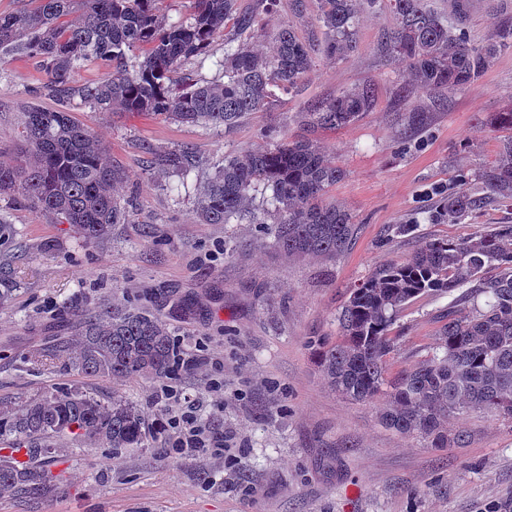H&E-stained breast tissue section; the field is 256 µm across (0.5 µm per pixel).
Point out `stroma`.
<instances>
[{
	"mask_svg": "<svg viewBox=\"0 0 512 512\" xmlns=\"http://www.w3.org/2000/svg\"><path fill=\"white\" fill-rule=\"evenodd\" d=\"M277 0L260 14L254 46L268 52L284 25L317 46L309 78L276 91L267 109L232 127L189 125L151 115L100 112L81 101L74 117L109 149L125 172L117 199L128 219L110 238L80 240L70 225L55 224L23 200L0 195V218L14 224L30 245L53 241L49 252L20 263V286L0 305V397L21 402L57 388L79 389L101 399L122 398L141 409L146 439L138 448L79 447L63 440L53 473L66 493L40 512H512V421L486 413L449 419L463 431L460 448H434L416 436L384 427L370 403L346 399L324 381L315 342L337 341L338 316L349 291L382 265L408 259L433 239L469 238L512 225V203L486 192L478 175L499 157L505 130L484 125L486 116L512 108V48L502 51L468 88L429 102L408 88L405 67L385 47L395 16L390 0L360 9L357 48L335 61L319 48L324 40L316 0ZM428 6L455 17L471 43L512 30V0H475L469 15H456L452 0ZM224 39L209 55L177 73L179 83L219 81ZM46 75L21 47L0 49V159L16 157L23 114L37 104ZM374 85L375 108L338 129L305 131L299 114L362 83ZM431 104L432 122L405 131L402 112ZM275 137L309 136L324 147L344 178L326 199L340 202L356 226L349 247L325 261H291L269 245L272 218L263 197L255 215L227 224H204L196 214L204 182L225 156L264 145ZM192 148L201 158L187 174L160 172L150 151ZM465 179L478 205L457 222L435 219L438 200ZM413 225L401 235L395 228ZM104 299L151 307L174 334L193 368L174 382L204 403L205 421L219 419L229 438L223 455L178 456L163 412L159 383L148 377L112 381L60 367L32 368L31 350L64 325L67 305ZM448 295H423L400 314L389 377L421 362L433 346ZM224 377L223 395L210 381Z\"/></svg>",
	"mask_w": 512,
	"mask_h": 512,
	"instance_id": "obj_1",
	"label": "stroma"
}]
</instances>
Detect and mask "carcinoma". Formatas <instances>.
<instances>
[{"mask_svg": "<svg viewBox=\"0 0 512 512\" xmlns=\"http://www.w3.org/2000/svg\"><path fill=\"white\" fill-rule=\"evenodd\" d=\"M31 11L0 14V48L22 46L39 60L47 76L46 95L59 102L76 98L102 112H141L182 124L232 126L270 103L272 88H296L313 69L312 47L285 25L266 57L248 41L259 12L277 0H195L191 20L163 22L156 0H37ZM378 0H317L327 56L344 60L356 49L358 5ZM395 26L386 46L404 61L417 90L426 94L463 89L479 79L509 35L475 45L429 9L425 0H393ZM224 34V80L179 86L178 69L206 56ZM141 48L144 59L127 68V52ZM87 61L103 76L76 85L72 73ZM376 104L370 83L316 101L302 113L305 124L337 128L357 121ZM418 107L403 114L410 129L428 124ZM487 124L512 130V108L494 112ZM15 163L0 161V194L15 193L68 224L84 242H100L123 224L126 211L114 188L123 177L106 147L63 109L29 107ZM201 159L191 149L154 152L150 167L188 172ZM344 171L311 139H282L270 147L224 157L203 186L197 215L204 224H228L252 211L253 191L272 190L273 246L288 259L334 258L355 232L352 216L328 202L329 187ZM480 179L489 195L512 200V137L496 163ZM477 203L465 184L443 198L434 217L456 220ZM28 255L13 224L0 220V302L18 287V264ZM475 284L470 291L467 284ZM459 292L437 332L436 346L398 378L386 377L394 351L390 333L401 310L426 293ZM481 307H469L476 295ZM339 341L322 343L317 364L326 383L344 397L370 402L387 397L380 422L402 435H419L434 448L464 442L448 433V417L483 412L512 421V225L458 241L435 239L409 259L375 269L352 289L338 318ZM36 366L61 364L85 376L130 379L171 378L180 358L170 331L150 311L132 305L99 303L66 313L65 332L34 349ZM68 438L89 447L136 448L144 442V419L137 406L102 401L83 391H57L22 403L0 398V495L25 508L58 497L63 488L49 465L55 443Z\"/></svg>", "mask_w": 512, "mask_h": 512, "instance_id": "cac0c4a2", "label": "carcinoma"}]
</instances>
